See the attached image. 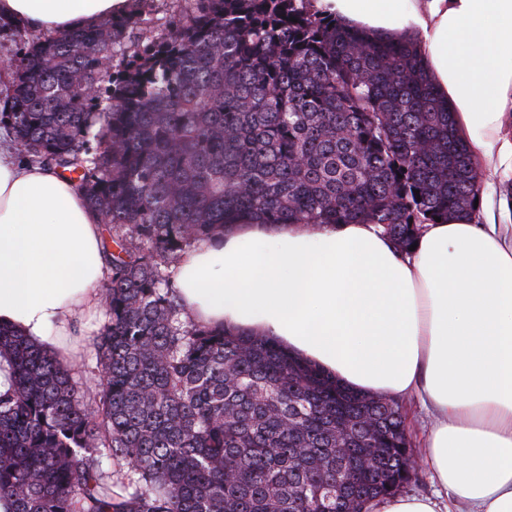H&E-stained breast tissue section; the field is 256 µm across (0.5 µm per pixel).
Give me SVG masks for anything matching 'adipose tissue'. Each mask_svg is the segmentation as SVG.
Masks as SVG:
<instances>
[{
	"label": "adipose tissue",
	"instance_id": "obj_1",
	"mask_svg": "<svg viewBox=\"0 0 512 512\" xmlns=\"http://www.w3.org/2000/svg\"><path fill=\"white\" fill-rule=\"evenodd\" d=\"M127 0H0L46 34ZM342 24L417 42L459 133L491 178L485 220L426 225L403 253L373 224H235L172 269L187 320L271 336L368 395L432 417L423 463L468 512H512V0H313ZM98 214L53 168L0 138V326L76 360L73 324L103 313Z\"/></svg>",
	"mask_w": 512,
	"mask_h": 512
}]
</instances>
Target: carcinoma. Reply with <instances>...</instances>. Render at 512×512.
<instances>
[{
  "mask_svg": "<svg viewBox=\"0 0 512 512\" xmlns=\"http://www.w3.org/2000/svg\"><path fill=\"white\" fill-rule=\"evenodd\" d=\"M187 2L163 37L143 41L125 17L45 36L14 61L0 124L27 162L77 175L112 227L111 275L93 394L0 328L14 382L0 393V500L367 512L412 474L399 404L272 338L181 320L172 266L245 222L374 224L407 247L437 217L480 219V170L413 43L347 28L311 0ZM124 30L138 36L109 75L102 50Z\"/></svg>",
  "mask_w": 512,
  "mask_h": 512,
  "instance_id": "cac0c4a2",
  "label": "carcinoma"
}]
</instances>
